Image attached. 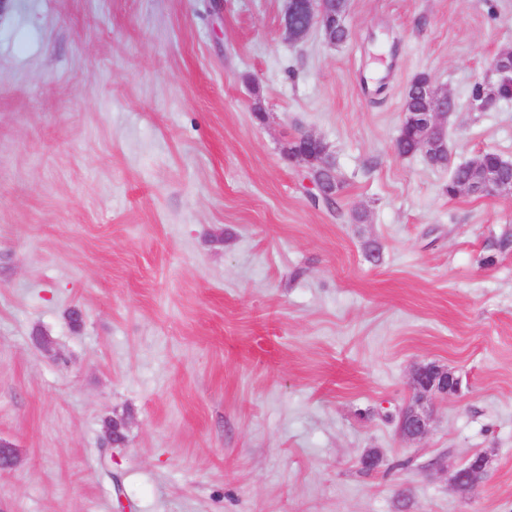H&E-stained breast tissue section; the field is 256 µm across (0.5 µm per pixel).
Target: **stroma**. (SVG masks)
<instances>
[{"label":"stroma","instance_id":"35a3bbf8","mask_svg":"<svg viewBox=\"0 0 512 512\" xmlns=\"http://www.w3.org/2000/svg\"><path fill=\"white\" fill-rule=\"evenodd\" d=\"M204 3L0 17V512H512V196L447 193L453 166L512 160V100L472 105L512 0H350L336 47L288 41L283 0ZM420 74L456 103L446 167L395 152ZM301 132L338 210L282 157ZM422 362L461 391L408 443ZM470 459H472V461H471L472 467L470 469V474H469V462L465 466H463L457 470V481L464 489L462 493H459L461 495H468L474 491L475 487L473 486L471 479L473 481H475L476 483H480L481 480L483 479V477L487 473L488 457L486 454H484L482 452L477 453V454L472 455L468 460H470ZM470 476H471V479H470ZM455 477H456V472L454 473L453 477H451V481H452V484L454 485V488L458 492L457 481H456Z\"/></svg>","mask_w":512,"mask_h":512}]
</instances>
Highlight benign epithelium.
<instances>
[{
  "instance_id": "obj_1",
  "label": "benign epithelium",
  "mask_w": 512,
  "mask_h": 512,
  "mask_svg": "<svg viewBox=\"0 0 512 512\" xmlns=\"http://www.w3.org/2000/svg\"><path fill=\"white\" fill-rule=\"evenodd\" d=\"M281 31L292 42L305 38L310 31L317 29L324 33L330 45H336V15L327 13L321 6L322 0H283ZM512 79V48L500 50L494 57L490 77L481 84L480 94L475 96L479 109L488 110L495 106L502 96L499 89L503 86L502 77ZM416 95L427 97L431 102L428 112H411L404 125L412 128L417 121L430 126L438 133V138L421 145L422 152L430 156L438 148H447L446 136L448 120L455 112L451 93L427 83L413 89ZM460 192L471 196L496 197L512 195V177L506 179L495 171L487 170L474 181L459 183ZM412 392L410 402L404 406L397 417V432L406 441H421L431 431V415L426 404L435 399H446L461 390V379L455 371L436 362L417 365L409 379ZM488 457L484 453L471 456V479L481 482L487 473Z\"/></svg>"
}]
</instances>
